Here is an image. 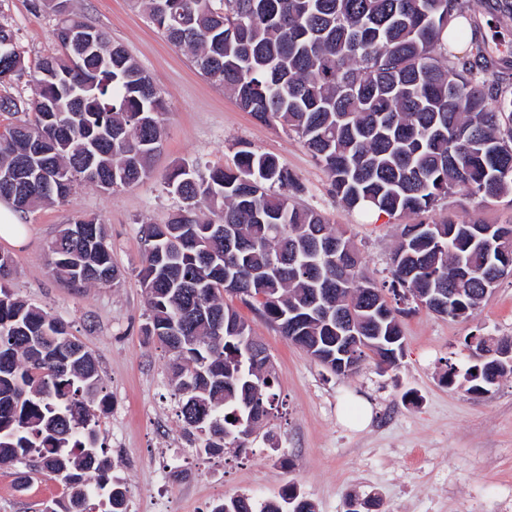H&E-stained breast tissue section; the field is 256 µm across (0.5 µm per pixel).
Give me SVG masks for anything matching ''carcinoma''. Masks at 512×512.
<instances>
[{
  "mask_svg": "<svg viewBox=\"0 0 512 512\" xmlns=\"http://www.w3.org/2000/svg\"><path fill=\"white\" fill-rule=\"evenodd\" d=\"M469 0H146L149 20L195 67L224 85L262 123L295 133L330 178L343 207L365 215L429 212L456 190L483 200L512 193V91L487 79L484 50L440 63L445 36ZM89 30L95 50L67 46L71 27ZM53 36L63 54L36 65L38 96L0 97V112L33 118L0 132V198L21 213L68 200L87 176L86 150L97 147L98 180L127 187L149 171L162 136L164 100L126 49L92 26L61 18ZM24 70L16 31L0 23V83ZM35 185L5 180L32 144ZM180 200L164 224L143 228L139 281L148 295L147 338L170 356L179 416L197 447L224 452L239 438V418L269 420L278 408L272 367L258 372L239 337L264 344L230 296L252 307L281 335L336 375L372 358L396 365L399 315L370 277L346 231L321 212L299 207L295 177L279 159L237 152L234 167H174L166 179ZM336 254L323 259V241ZM51 265L73 286L115 282L119 273L105 225L77 218L48 245ZM13 261L0 254V463L39 466L59 476L63 497L52 512H128L126 494L99 455L96 413L102 391L96 357L69 326L15 295ZM512 273V224L465 221L405 224L392 253L389 290L439 315L466 318ZM333 312L309 309L315 290ZM507 338H475L487 355L463 374L466 392L490 391ZM233 420H228V416ZM212 512H314L290 485L281 500L255 510L231 496Z\"/></svg>",
  "mask_w": 512,
  "mask_h": 512,
  "instance_id": "cac0c4a2",
  "label": "carcinoma"
}]
</instances>
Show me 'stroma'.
<instances>
[{"mask_svg": "<svg viewBox=\"0 0 512 512\" xmlns=\"http://www.w3.org/2000/svg\"><path fill=\"white\" fill-rule=\"evenodd\" d=\"M495 0H470L474 36L484 47L493 83L512 88V15ZM74 13L122 44L160 89L165 133L150 172L137 183L104 191L79 180L68 201L27 213L29 233L11 255V290L68 324L99 358L105 405L96 407L109 475L126 492L129 512H211L225 497L243 495L255 506L295 486L316 512H346L351 497L376 498L377 512H512V375L482 396L448 384L449 366L465 371L472 337L512 336V275L504 276L472 315L451 319L421 306L401 315L403 354L395 368L366 360L338 376L287 341L259 313L240 306L265 343L283 403L263 434L246 449L206 456L191 445L178 415L169 356L147 340L148 316L138 271L145 253L142 228L163 224L179 201L165 187L179 164L235 162L238 149L275 155L302 186L297 202L340 225L376 282L390 279L400 217L373 219L343 208L327 172L295 134L256 121L234 97L200 75L187 51L167 44L133 0H70ZM13 26L25 69L0 96L35 97V65L59 54L55 16L42 0H0V23ZM479 215L489 224L512 222V195L483 203L457 193L409 223ZM85 216L106 224L118 283L69 287L54 273L47 242L62 225ZM359 396L372 406L362 429L340 409ZM60 479L36 467L0 465V512H44L61 498Z\"/></svg>", "mask_w": 512, "mask_h": 512, "instance_id": "35a3bbf8", "label": "stroma"}]
</instances>
